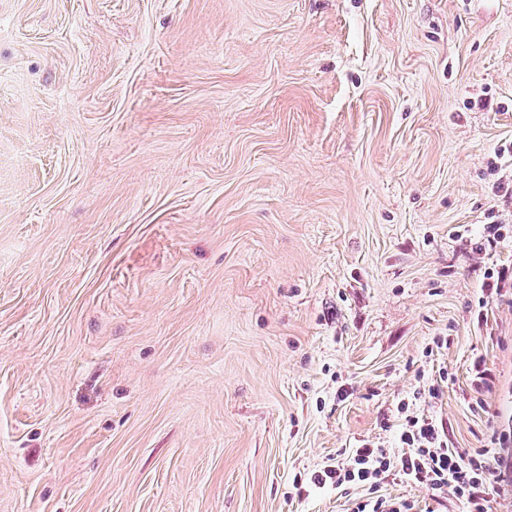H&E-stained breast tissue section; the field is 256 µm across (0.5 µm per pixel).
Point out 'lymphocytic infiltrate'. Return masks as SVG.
<instances>
[{
    "instance_id": "f902f5d3",
    "label": "lymphocytic infiltrate",
    "mask_w": 512,
    "mask_h": 512,
    "mask_svg": "<svg viewBox=\"0 0 512 512\" xmlns=\"http://www.w3.org/2000/svg\"><path fill=\"white\" fill-rule=\"evenodd\" d=\"M400 411L401 454L393 456L366 444L336 465L315 472L312 483H330L339 488L369 486L373 495L358 504L357 512H413L411 501H395L378 492L395 467L411 483L435 493L452 492L464 502L467 512H488L486 489L504 477L500 451L512 446V427L493 430L486 447L466 454L449 447L447 434L433 419L410 412L405 405Z\"/></svg>"
}]
</instances>
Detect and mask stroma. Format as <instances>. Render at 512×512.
<instances>
[{
	"mask_svg": "<svg viewBox=\"0 0 512 512\" xmlns=\"http://www.w3.org/2000/svg\"><path fill=\"white\" fill-rule=\"evenodd\" d=\"M498 271L512 0H0V512H355L512 425ZM403 423L399 437L401 454L392 456L384 448L364 444L347 458L317 471L311 476L315 485L331 483L336 488L368 485L376 494L360 502L357 512H412L409 500L388 499L377 494L391 468H399L407 481L424 485L433 493L452 491L462 500L467 512H488L486 488L492 481H504V464L499 448L512 446V427L493 430L486 448L474 454L449 448L448 435L433 419L409 412V404L400 408Z\"/></svg>",
	"mask_w": 512,
	"mask_h": 512,
	"instance_id": "obj_1",
	"label": "stroma"
}]
</instances>
